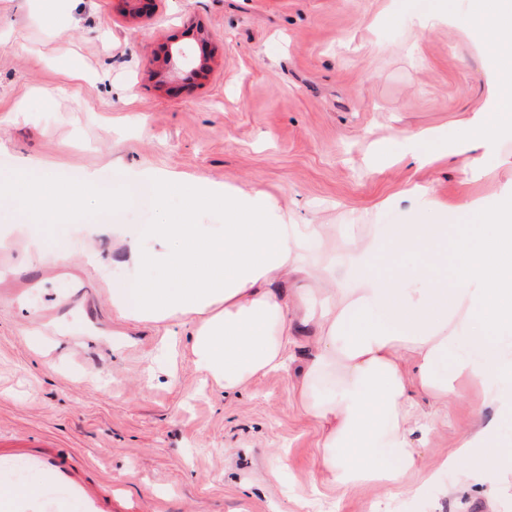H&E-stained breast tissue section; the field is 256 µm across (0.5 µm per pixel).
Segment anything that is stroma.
Instances as JSON below:
<instances>
[{
    "label": "stroma",
    "instance_id": "35a3bbf8",
    "mask_svg": "<svg viewBox=\"0 0 512 512\" xmlns=\"http://www.w3.org/2000/svg\"><path fill=\"white\" fill-rule=\"evenodd\" d=\"M437 3L156 0L134 22L122 0H56L50 23L41 0H0V180L54 165L126 196L133 184L117 172L173 171L261 189L298 223L353 235L407 223L393 197L408 182L448 205L493 200L512 188V142L470 181L463 168L483 149L423 167L406 156L404 132L461 134L488 93L471 36L418 25ZM194 27L208 39L203 78L165 63ZM72 57L82 69L70 75ZM380 141L398 160L376 158ZM114 220L152 224L157 212L125 203L48 220L42 255L0 250V454H48L67 478L27 470L39 512H89L92 499L98 512H512V500L489 502L441 467L483 399L470 380L431 435L423 493L326 481L293 374L228 394L194 370L184 328L173 360L161 330L113 314ZM86 223L101 261L84 256ZM36 312L58 320L55 335L30 330Z\"/></svg>",
    "mask_w": 512,
    "mask_h": 512
}]
</instances>
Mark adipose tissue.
Wrapping results in <instances>:
<instances>
[{"instance_id": "ef3b65f1", "label": "adipose tissue", "mask_w": 512, "mask_h": 512, "mask_svg": "<svg viewBox=\"0 0 512 512\" xmlns=\"http://www.w3.org/2000/svg\"><path fill=\"white\" fill-rule=\"evenodd\" d=\"M464 25L483 45L490 95L460 138L408 133L413 159L431 163L473 145L490 150L512 139V0H474ZM160 221L116 224L123 276L112 288L122 320L167 328L191 327L194 369L234 392L249 380L288 369L291 349L307 335L296 388L305 414L322 428L321 472L340 487L369 483L385 495L421 492L413 477L434 420L446 417L465 376L484 388L482 407L494 416L475 433L461 432L444 467L489 498L508 494L512 445L500 427L512 422V192L495 201L443 206L430 188L405 184L401 200L411 221L384 234L336 239L335 227L296 224L264 192L231 190L169 172H146ZM181 191L184 205L166 199ZM19 197L32 220L94 211L122 195L75 189L48 168L19 170L0 183V198ZM224 210L220 224H199L197 212ZM476 217L472 232L449 238L452 222ZM335 238L312 258L313 242ZM410 253L409 267L387 256ZM455 257L454 274L443 265ZM302 287H293V280ZM432 400L422 420L411 393Z\"/></svg>"}]
</instances>
